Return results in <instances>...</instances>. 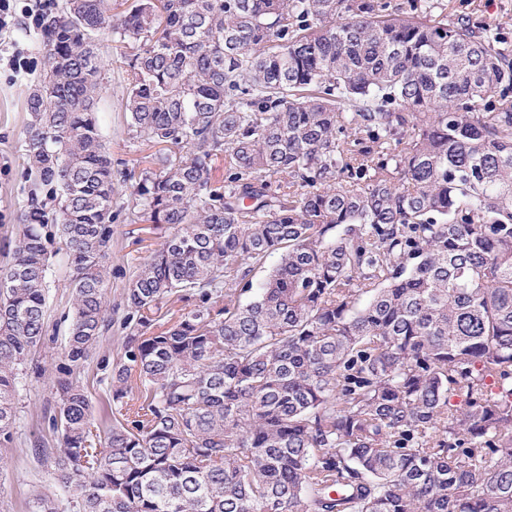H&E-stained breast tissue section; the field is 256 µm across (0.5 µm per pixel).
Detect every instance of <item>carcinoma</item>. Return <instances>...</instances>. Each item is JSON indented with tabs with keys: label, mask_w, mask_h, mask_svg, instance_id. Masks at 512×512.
Listing matches in <instances>:
<instances>
[{
	"label": "carcinoma",
	"mask_w": 512,
	"mask_h": 512,
	"mask_svg": "<svg viewBox=\"0 0 512 512\" xmlns=\"http://www.w3.org/2000/svg\"><path fill=\"white\" fill-rule=\"evenodd\" d=\"M447 9L52 0L0 267V446L63 248L53 464L76 512H512V54ZM105 41L128 133L161 146L138 219L169 233L127 289L100 428L79 376L107 322ZM171 296L193 308L154 326Z\"/></svg>",
	"instance_id": "carcinoma-1"
}]
</instances>
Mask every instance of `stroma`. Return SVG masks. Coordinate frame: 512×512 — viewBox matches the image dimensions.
<instances>
[{
	"mask_svg": "<svg viewBox=\"0 0 512 512\" xmlns=\"http://www.w3.org/2000/svg\"><path fill=\"white\" fill-rule=\"evenodd\" d=\"M449 12L475 13L498 24L512 46V0H449ZM35 76H17L0 66V266L11 258L17 227L23 222L28 185L24 179V141L29 115L25 101ZM99 103L102 138L112 155V250L105 263L108 324L88 360L81 384L94 405V417L112 421L110 375L113 363L124 351L127 330L125 292L137 268L160 242V234H148L136 221V186L147 168L151 144L131 138L123 108L126 83L119 64L102 73ZM71 271L65 253L49 259L45 338L34 348L16 384V421L13 441L0 447V512H29L31 500L41 493L70 507L76 488H62L43 453L55 452L60 436L52 427L57 411L52 388L55 365L69 332L72 315Z\"/></svg>",
	"mask_w": 512,
	"mask_h": 512,
	"instance_id": "obj_1",
	"label": "stroma"
}]
</instances>
